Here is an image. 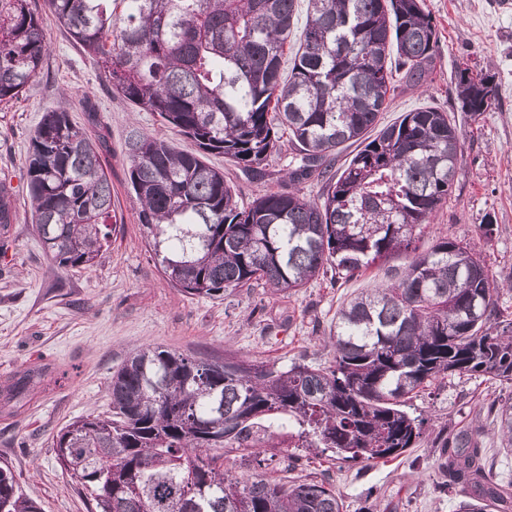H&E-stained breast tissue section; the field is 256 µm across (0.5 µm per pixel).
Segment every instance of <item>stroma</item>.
Segmentation results:
<instances>
[{
	"label": "stroma",
	"mask_w": 512,
	"mask_h": 512,
	"mask_svg": "<svg viewBox=\"0 0 512 512\" xmlns=\"http://www.w3.org/2000/svg\"><path fill=\"white\" fill-rule=\"evenodd\" d=\"M439 33L434 68L423 87L395 76V90L381 115L394 122L403 113L436 107L455 116L463 133L458 181L447 205L425 229L420 245L449 236L470 242L485 257L499 304L512 310V0H423ZM48 53L43 77L19 100L0 104V181L12 189L16 217L7 229L8 250L0 254V389L33 365L46 369L22 406L0 405V466H8L22 492L41 512H95L57 462L54 439L68 423L109 409L112 373L137 349L158 345L194 356L247 359L289 366L305 360L326 365L333 353L323 341L338 307L384 281L388 270L404 267L405 256L373 265L349 281L321 276L296 291L270 294L260 284L237 288L221 298H201L173 287L150 251L137 209L126 187L127 146L132 129L191 151L195 144L164 126L156 114L112 96L92 57L75 46L52 16L43 21ZM491 70L498 98L479 120L458 112V68ZM97 105L96 120L83 109ZM67 113L88 136L106 133L105 169L112 182V225L108 248L93 267L62 269L45 253L33 229L26 166L31 138L44 112ZM290 146L271 155L266 176L251 180L223 156H209L234 185L239 203L265 190L288 191L284 167ZM492 216L495 231L478 226ZM512 395V384L456 376L434 383L406 403L425 419L418 447L374 464L335 457L300 456L282 480L326 475L347 506L363 512H455V501L440 493L437 435L480 425L491 428L488 405Z\"/></svg>",
	"instance_id": "35a3bbf8"
}]
</instances>
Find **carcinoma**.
I'll return each mask as SVG.
<instances>
[{
	"instance_id": "carcinoma-1",
	"label": "carcinoma",
	"mask_w": 512,
	"mask_h": 512,
	"mask_svg": "<svg viewBox=\"0 0 512 512\" xmlns=\"http://www.w3.org/2000/svg\"><path fill=\"white\" fill-rule=\"evenodd\" d=\"M0 0V103L20 98L41 73L48 46L42 12L93 56L112 96L193 139L180 152L139 130L128 138L127 185L148 246L172 286L222 297L253 282L297 291L335 272L349 279L397 253L409 263L336 313L327 366L198 358L146 346L108 384L111 413L88 414L54 440L61 468L97 512H346L326 479L282 482L304 448L377 462L416 446L423 419L405 398L455 375L512 383V313L474 246L440 237L416 242L448 203L462 132L425 107L379 126L403 70L420 86L438 33L423 0ZM295 42L290 60L286 47ZM459 109L492 111L489 72H456ZM288 179L321 182L315 198L267 190L247 207L224 172V155L251 178L283 137ZM64 112L49 110L27 160L35 232L58 264L89 268L108 245L112 183L100 148ZM355 147L342 169L329 158ZM0 181V224L13 223ZM43 376L29 368L4 390L19 401ZM512 452V398L487 407ZM477 425L438 437L441 491L457 512H512V479L495 471ZM245 452L259 471L233 475L220 460ZM0 512H40L0 467Z\"/></svg>"
}]
</instances>
